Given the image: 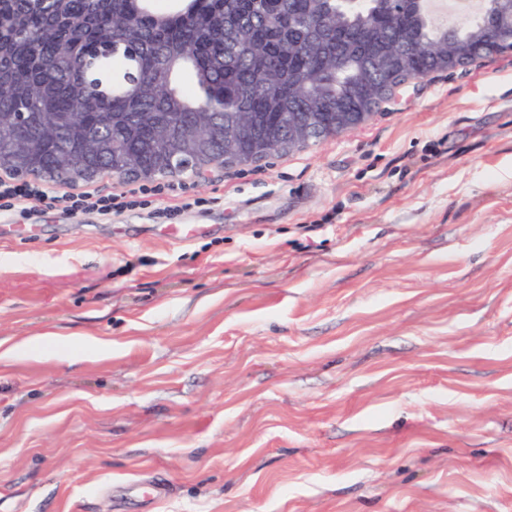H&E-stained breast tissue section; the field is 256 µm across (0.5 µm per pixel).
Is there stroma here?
Returning a JSON list of instances; mask_svg holds the SVG:
<instances>
[{
  "label": "stroma",
  "mask_w": 512,
  "mask_h": 512,
  "mask_svg": "<svg viewBox=\"0 0 512 512\" xmlns=\"http://www.w3.org/2000/svg\"><path fill=\"white\" fill-rule=\"evenodd\" d=\"M160 184L0 213V512H512V54Z\"/></svg>",
  "instance_id": "stroma-1"
}]
</instances>
